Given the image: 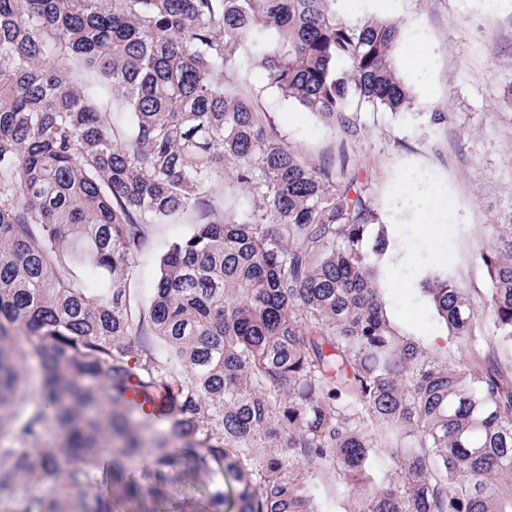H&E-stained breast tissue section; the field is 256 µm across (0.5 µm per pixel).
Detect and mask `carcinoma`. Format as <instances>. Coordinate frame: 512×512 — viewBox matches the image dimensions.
<instances>
[{
  "mask_svg": "<svg viewBox=\"0 0 512 512\" xmlns=\"http://www.w3.org/2000/svg\"><path fill=\"white\" fill-rule=\"evenodd\" d=\"M337 2L0 0L12 512H112L85 498L114 446L172 484L200 450L222 461L233 495L212 491L209 512H329L321 488L346 489V512H512V217L479 254L492 335L448 263L410 283L454 342L429 351L387 314L373 166L306 159L238 87L263 69L344 145L363 112L423 109L396 65L401 22L351 23ZM229 169L252 201L240 219L215 199ZM185 212L193 231L141 296L134 258ZM130 386L162 397L167 430L143 436Z\"/></svg>",
  "mask_w": 512,
  "mask_h": 512,
  "instance_id": "1",
  "label": "carcinoma"
}]
</instances>
